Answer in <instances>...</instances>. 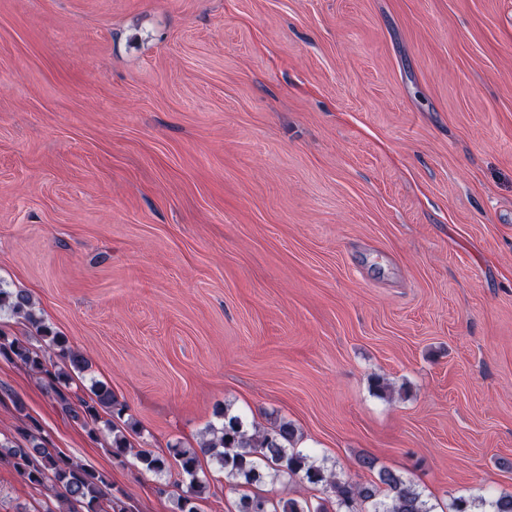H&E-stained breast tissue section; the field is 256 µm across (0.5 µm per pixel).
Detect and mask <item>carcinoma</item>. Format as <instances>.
Listing matches in <instances>:
<instances>
[{"label": "carcinoma", "mask_w": 512, "mask_h": 512, "mask_svg": "<svg viewBox=\"0 0 512 512\" xmlns=\"http://www.w3.org/2000/svg\"><path fill=\"white\" fill-rule=\"evenodd\" d=\"M2 310L18 318L21 328L12 334L0 327V358L24 366L65 413L83 422L91 437L105 431L112 435V458L124 463L134 446L126 428L113 421L114 416H122L124 407L111 389L99 384L86 397L71 390L74 376L87 369L85 357L43 323L27 293L0 284ZM222 417L221 425L210 426V438L197 448L176 444L167 456L150 448L134 449L143 470L156 475L167 473L172 458L179 475L189 478L187 490L177 498L178 512H199L197 501L209 493V483L198 477L205 458L217 461L225 478L241 485L301 473L307 483L321 487L324 494L315 506L299 496L283 498L272 509L264 498L243 494L237 512H365L368 505L371 512H430L414 484L395 470L376 468V460L370 456H362L359 464L369 471L377 470L375 479L340 480L291 447L295 437L291 423L283 421L269 430L251 433L240 417L226 413ZM19 434L20 441L0 440V464L12 468L39 493L58 500V509L48 507L44 512H129L125 501L108 492L112 486L108 473L90 469L60 449L49 447L34 421Z\"/></svg>", "instance_id": "cac0c4a2"}]
</instances>
